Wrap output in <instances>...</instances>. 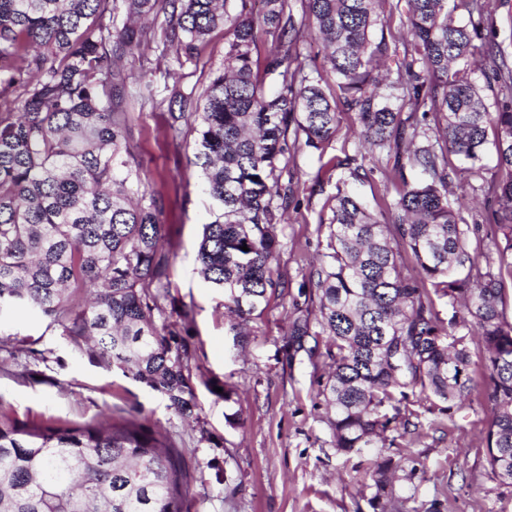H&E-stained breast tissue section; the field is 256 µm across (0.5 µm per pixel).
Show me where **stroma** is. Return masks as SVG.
Instances as JSON below:
<instances>
[{
    "label": "stroma",
    "mask_w": 512,
    "mask_h": 512,
    "mask_svg": "<svg viewBox=\"0 0 512 512\" xmlns=\"http://www.w3.org/2000/svg\"><path fill=\"white\" fill-rule=\"evenodd\" d=\"M225 34L215 29L198 61L168 53L156 60L143 47L121 61L129 79L123 107L152 190L166 208L164 249L171 257L169 288L156 324H180L190 311L188 342L194 365L196 408L186 417L159 393L75 350L62 326L28 309L0 314V407L25 425L47 422L97 423L122 409L153 432L167 435L187 475V512H375L369 461L392 458L397 467L394 496L385 512H512V485L501 483L488 463L484 430L491 412L472 401L443 414L435 398L409 396L416 426L394 445L350 454L337 450L321 391L331 362L328 337L312 352H288V315L294 306L318 312L309 273L326 249L318 225L331 216L329 199L353 169L370 170L358 184L363 195L379 187L374 158L361 147L354 116L341 112L324 151L292 152L281 182L291 199L278 226L279 252L273 270L288 288L269 296L263 313L240 338L225 314L223 294L199 274L197 251L211 200L193 147H174L165 111L141 107L138 85L163 90L165 72L181 86L203 88L224 67ZM495 151H487L478 176L463 178L477 188L475 208L464 210L476 235H485L480 214L486 188L497 181ZM231 389L224 398L223 389ZM237 413L235 425L226 414Z\"/></svg>",
    "instance_id": "35a3bbf8"
}]
</instances>
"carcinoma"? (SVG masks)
<instances>
[{
    "label": "carcinoma",
    "instance_id": "cac0c4a2",
    "mask_svg": "<svg viewBox=\"0 0 512 512\" xmlns=\"http://www.w3.org/2000/svg\"><path fill=\"white\" fill-rule=\"evenodd\" d=\"M115 2L0 0V314L36 311L61 325L76 350L189 414L188 345L154 319L169 287L164 204L146 189L117 65L154 37L109 20ZM122 2L130 20L169 16L163 47L188 61L216 28L229 35L224 69L198 95L173 91L167 112L175 143L194 137L211 198L200 274L224 291L236 326L245 329L284 286L272 269L278 211L290 199L280 164L301 140L324 151L339 102L354 113L362 144L388 151L393 164L380 169L383 189L371 205L337 190L328 252L309 275L319 330L294 305L288 347L298 352L327 336L336 348L322 395L336 447L347 453L386 441L407 391L449 411L472 395V373L482 371L489 463L512 485V324L499 311L512 287V51L496 40L488 0H454L463 21L447 0H263L258 18L248 0L233 10L232 0ZM385 2L406 30L390 43L372 39ZM258 25L274 43L263 55ZM307 28L321 41L332 84L292 65ZM388 60L399 90L391 98L381 93ZM267 78L277 90L264 91ZM490 146L500 177L488 187V246L471 236L448 188L458 173L481 169ZM133 182L145 187L135 198ZM88 282L97 285L93 299L75 305L67 291ZM437 297L448 299L446 319ZM460 323L471 331L456 335ZM393 472L392 459L373 460L371 503L382 512ZM185 496L172 443L133 417L27 427L0 413V512H185Z\"/></svg>",
    "mask_w": 512,
    "mask_h": 512
}]
</instances>
